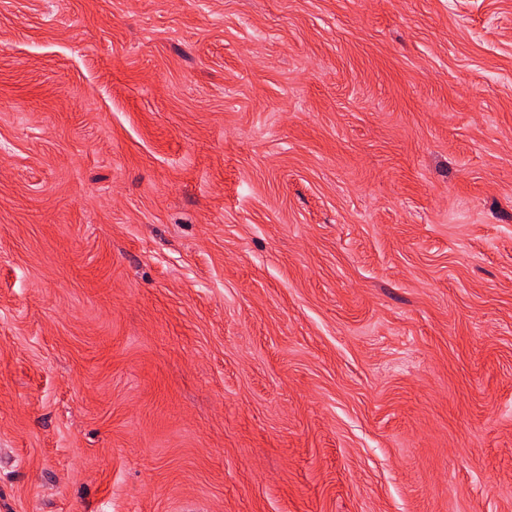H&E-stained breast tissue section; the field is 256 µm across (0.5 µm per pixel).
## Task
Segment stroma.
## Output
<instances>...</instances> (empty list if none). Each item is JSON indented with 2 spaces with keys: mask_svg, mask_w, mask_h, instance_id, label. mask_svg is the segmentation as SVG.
<instances>
[{
  "mask_svg": "<svg viewBox=\"0 0 512 512\" xmlns=\"http://www.w3.org/2000/svg\"><path fill=\"white\" fill-rule=\"evenodd\" d=\"M0 512H512V0H0Z\"/></svg>",
  "mask_w": 512,
  "mask_h": 512,
  "instance_id": "1",
  "label": "stroma"
}]
</instances>
